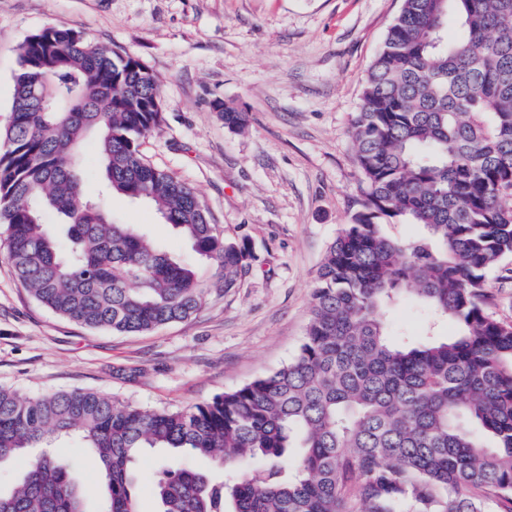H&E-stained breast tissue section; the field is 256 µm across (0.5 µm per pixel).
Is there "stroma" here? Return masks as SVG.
I'll return each mask as SVG.
<instances>
[{
  "label": "stroma",
  "instance_id": "stroma-1",
  "mask_svg": "<svg viewBox=\"0 0 512 512\" xmlns=\"http://www.w3.org/2000/svg\"><path fill=\"white\" fill-rule=\"evenodd\" d=\"M401 0H0V129L9 123L22 43L49 26L131 54L156 76L163 118L141 150L188 184L226 238L251 256L239 288L212 289L191 319L146 335L90 330L41 306L0 258V387L35 397L76 388L145 408L187 410L271 372L297 353L326 250L360 210L348 132L362 81ZM247 112L231 132L215 108ZM169 254L198 263L150 206L112 197ZM488 310L512 321V263L486 274ZM393 326L449 336L402 304ZM166 451L133 468L139 512H157Z\"/></svg>",
  "mask_w": 512,
  "mask_h": 512
}]
</instances>
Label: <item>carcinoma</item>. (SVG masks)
I'll use <instances>...</instances> for the list:
<instances>
[{"instance_id": "1", "label": "carcinoma", "mask_w": 512, "mask_h": 512, "mask_svg": "<svg viewBox=\"0 0 512 512\" xmlns=\"http://www.w3.org/2000/svg\"><path fill=\"white\" fill-rule=\"evenodd\" d=\"M456 16L463 37L450 41ZM224 126L247 113L221 101ZM162 121L155 76L83 33L28 36L0 147L4 258L59 317L146 334L186 321L210 288L232 292L249 255L185 182L147 163L140 141ZM350 137L363 208L327 248L298 353L190 411L148 410L88 390L23 397L0 388V462L76 435L100 472L29 459L0 512H137L130 465L143 448L208 457L209 471L164 470L159 512H482L512 503V323L487 311L486 273L512 258V0H402L369 66ZM104 165L81 186L84 147ZM155 207L205 259L193 268L106 201ZM67 225L68 242L45 222ZM427 228L396 239L384 221ZM411 303L456 324L446 338L392 333ZM257 466L225 478L224 466Z\"/></svg>"}]
</instances>
